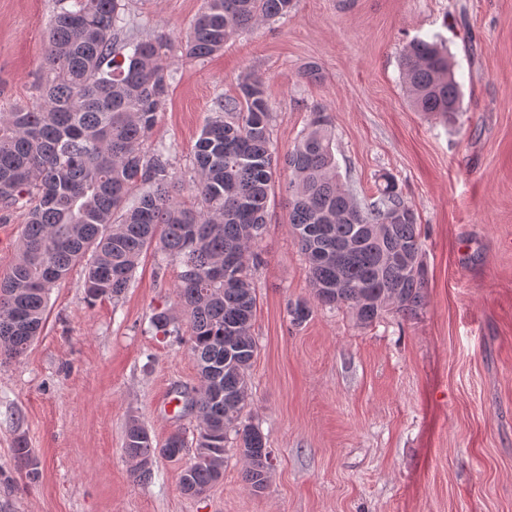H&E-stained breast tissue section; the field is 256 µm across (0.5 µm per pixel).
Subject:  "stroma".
I'll use <instances>...</instances> for the list:
<instances>
[{
	"mask_svg": "<svg viewBox=\"0 0 512 512\" xmlns=\"http://www.w3.org/2000/svg\"><path fill=\"white\" fill-rule=\"evenodd\" d=\"M204 0H131L123 38L162 31L169 95L149 146L189 178L217 97L241 75L265 82L271 149L288 153L310 114L332 120L337 171L364 200L392 175L423 241L426 304L361 325L314 304L288 224L290 171L278 167L253 269L257 351L246 422L272 452L263 493L231 456L200 497L179 485L195 456L200 387L179 261L144 253L127 291L89 300L83 269L50 291L39 338L0 365V512H512V0H296L287 18L223 52L186 60L181 42ZM58 0H0V112L45 82L47 23ZM446 46L462 84L455 122L416 111L400 60L414 39ZM25 211L0 212V278L15 263ZM311 304L302 324L288 305ZM168 310L179 337L150 317ZM157 441L182 431L180 458L136 481L123 452L130 421ZM24 439L40 461L14 457Z\"/></svg>",
	"mask_w": 512,
	"mask_h": 512,
	"instance_id": "stroma-1",
	"label": "stroma"
}]
</instances>
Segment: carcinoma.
I'll return each mask as SVG.
<instances>
[{"label":"carcinoma","mask_w":512,"mask_h":512,"mask_svg":"<svg viewBox=\"0 0 512 512\" xmlns=\"http://www.w3.org/2000/svg\"><path fill=\"white\" fill-rule=\"evenodd\" d=\"M295 5L205 0L185 36L184 56L208 58L236 35L288 16ZM123 9V0H72L54 13L44 53L49 76L36 102L0 112V210L26 206L16 262L0 280V358L21 357L38 338L49 292L73 266L84 264L90 298L116 299L149 247L180 259L177 295L201 381L191 398L200 420L195 457L181 471L180 486L190 495L206 493L234 452L248 463L247 486L262 491L270 452L243 412L257 350L251 248L267 224L277 167L264 82L247 73L238 97L216 101V116L195 144L193 201L178 200L165 149L145 148L169 94L170 38L129 42V54L120 53ZM401 68L417 111H460V84L442 44L408 43ZM285 163L293 176L289 224L307 257L315 300L352 309L362 324L389 309L415 315L426 298L422 240L396 182L383 176L376 194L359 203L340 183L323 111L311 114ZM150 325L157 334L179 335L166 311L154 313ZM186 447L180 432L160 445L137 422L125 432L124 452L143 481L152 478L156 456L173 459ZM15 456L38 473L24 441Z\"/></svg>","instance_id":"carcinoma-1"}]
</instances>
